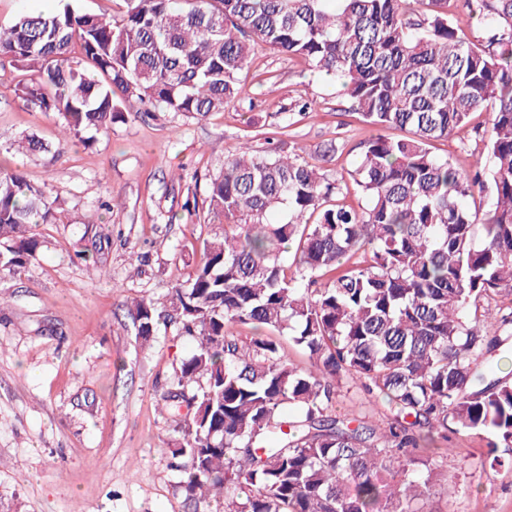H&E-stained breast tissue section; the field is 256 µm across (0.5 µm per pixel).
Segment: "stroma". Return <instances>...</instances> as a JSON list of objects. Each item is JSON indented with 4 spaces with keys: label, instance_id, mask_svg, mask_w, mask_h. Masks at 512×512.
Masks as SVG:
<instances>
[{
    "label": "stroma",
    "instance_id": "obj_1",
    "mask_svg": "<svg viewBox=\"0 0 512 512\" xmlns=\"http://www.w3.org/2000/svg\"><path fill=\"white\" fill-rule=\"evenodd\" d=\"M67 1L110 16L123 9L122 0H0V23ZM241 81V100L203 121L132 115L88 146L62 139L57 114L0 87V168L58 194L56 223L38 228V261L0 280V501L16 512H193L163 453L182 434L161 410L192 344L161 326L141 348L130 304L165 300L223 232L184 204L243 142L303 146L321 174L349 185L359 144L376 133L349 112L340 84L288 56L258 51ZM487 121L474 114L434 153L468 166ZM26 135L50 150H19ZM448 446L424 512H512V470L483 471L485 440L452 433Z\"/></svg>",
    "mask_w": 512,
    "mask_h": 512
}]
</instances>
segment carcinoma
Instances as JSON below:
<instances>
[{
	"instance_id": "carcinoma-1",
	"label": "carcinoma",
	"mask_w": 512,
	"mask_h": 512,
	"mask_svg": "<svg viewBox=\"0 0 512 512\" xmlns=\"http://www.w3.org/2000/svg\"><path fill=\"white\" fill-rule=\"evenodd\" d=\"M460 2L472 34L448 22V0H124L118 19L67 5L0 23V73H31L14 93L84 143L130 101L198 121L224 109L261 46L404 132L360 146L357 209L302 148L242 147L188 210L204 205L224 233L165 301L133 302L142 345L161 324L194 345L162 401L195 506L421 512L447 454L423 443L450 432L484 436L490 469H512L496 454L512 451V376L489 361L512 340V306L495 335L481 314L512 296V0ZM476 112L492 116L483 152L467 168L436 156ZM53 223L47 186L0 171L1 279L38 259L36 228ZM348 380L388 402L384 429L337 411Z\"/></svg>"
}]
</instances>
